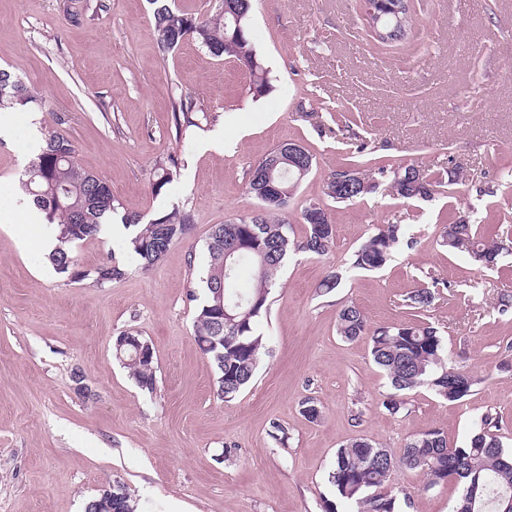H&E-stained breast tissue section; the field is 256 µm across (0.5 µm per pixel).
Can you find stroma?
<instances>
[{
	"instance_id": "obj_1",
	"label": "stroma",
	"mask_w": 512,
	"mask_h": 512,
	"mask_svg": "<svg viewBox=\"0 0 512 512\" xmlns=\"http://www.w3.org/2000/svg\"><path fill=\"white\" fill-rule=\"evenodd\" d=\"M70 0H0V68L14 70L42 101L12 112L0 136V512H84L121 483L140 512H322L337 448L360 436L400 453L437 428L465 446L485 414L498 417L512 448V253L486 269L438 244L443 224L478 221L487 236L512 227V0H415L409 47H377L363 31L358 0H256L252 42L269 71L262 98L247 70L194 41L162 52L148 0H90L82 17ZM193 95L212 115L206 131L177 137L172 99ZM315 111L316 119L301 113ZM65 131L87 171L102 178L126 213L151 219L190 209V233L142 270L124 237L99 234L73 253L84 269L108 259L129 268L104 288L70 282L21 249L11 221L18 177L33 160V136ZM393 165L457 171L427 200L402 201L378 188L332 204L336 242L323 257H289L260 329L266 347L252 384L225 401L216 372L194 340L187 299L206 262L216 224L251 213L250 167L282 142L315 157L288 206L299 214L322 196L325 178L346 165L359 140ZM181 163L166 194L150 190L159 155ZM388 222L407 225L412 247L377 272L349 265L352 252ZM341 281L331 294L319 284ZM433 288L423 317L438 327L449 364L476 383L450 402L419 388L404 411L381 403L391 391L368 337L336 332L348 303L370 326L409 320L407 292ZM135 331L152 346L156 387L142 391L113 354ZM85 382L92 397L77 389ZM313 400L321 415L304 416ZM288 430L287 444L270 435ZM230 457H223V450ZM402 512H453L461 488H427L418 471H397Z\"/></svg>"
}]
</instances>
